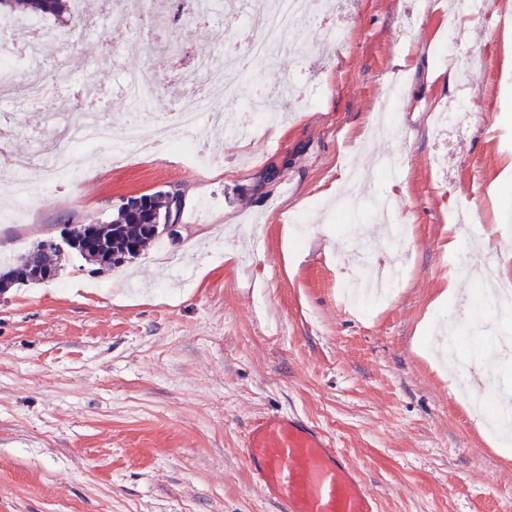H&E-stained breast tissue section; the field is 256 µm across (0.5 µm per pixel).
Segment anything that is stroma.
Instances as JSON below:
<instances>
[{"label":"stroma","mask_w":512,"mask_h":512,"mask_svg":"<svg viewBox=\"0 0 512 512\" xmlns=\"http://www.w3.org/2000/svg\"><path fill=\"white\" fill-rule=\"evenodd\" d=\"M489 3L492 18L465 22L467 65L442 50L449 0H331L327 18L288 32L287 48L242 73L238 100L224 105L236 118L270 79L290 92L285 120L247 139L203 128L222 166L202 177L174 155L134 153L35 201L27 223H0V246L26 252L64 221L100 222L123 199L177 189L179 221L163 238L171 252L224 233L220 258L163 292L150 244L102 275L65 250L53 280L0 295V512H278L251 486L239 447L248 422L272 412L333 435L361 464L379 512H507L512 445L482 430L472 401L512 403V364L495 389L470 387L459 371L472 353L425 343L475 282L512 279V70L502 53L512 22L495 17L512 0ZM326 23L336 27L329 44ZM240 27L228 8L162 40L216 53ZM70 46L65 84L52 80L60 52L41 75L21 66L0 77L44 85L43 107L0 105L11 152L33 153V134L90 90L123 133L133 111L123 71L150 69L149 112L172 109V61L137 9L110 37L72 31ZM390 88L393 138L372 132ZM460 101L471 127L439 131L434 111ZM355 172L365 184L352 200L343 180ZM384 194L409 226L404 247L375 232L373 200ZM203 200L209 223H191ZM472 204L477 221L449 249L454 214ZM481 250L489 264L469 263ZM364 260L404 273L392 293L357 307L344 284Z\"/></svg>","instance_id":"stroma-1"}]
</instances>
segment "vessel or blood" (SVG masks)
<instances>
[{"instance_id":"obj_1","label":"vessel or blood","mask_w":512,"mask_h":512,"mask_svg":"<svg viewBox=\"0 0 512 512\" xmlns=\"http://www.w3.org/2000/svg\"><path fill=\"white\" fill-rule=\"evenodd\" d=\"M243 446L253 487L274 500L279 512H378L359 465L307 419L257 417Z\"/></svg>"}]
</instances>
